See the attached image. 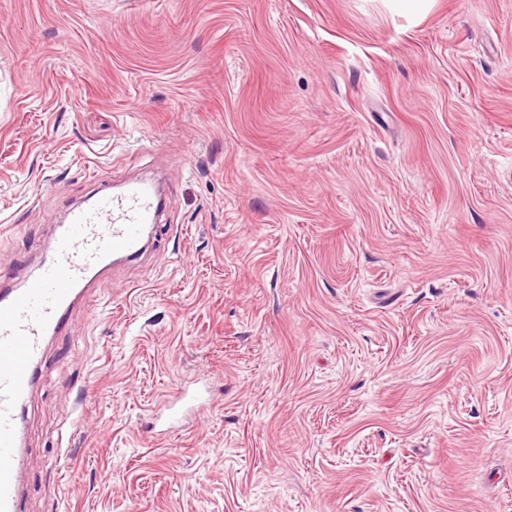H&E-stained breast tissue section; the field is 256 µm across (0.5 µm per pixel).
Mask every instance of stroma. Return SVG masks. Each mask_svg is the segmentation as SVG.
Instances as JSON below:
<instances>
[{"mask_svg": "<svg viewBox=\"0 0 512 512\" xmlns=\"http://www.w3.org/2000/svg\"><path fill=\"white\" fill-rule=\"evenodd\" d=\"M143 175L173 230L48 338L24 512H512V0H0V276Z\"/></svg>", "mask_w": 512, "mask_h": 512, "instance_id": "1", "label": "stroma"}]
</instances>
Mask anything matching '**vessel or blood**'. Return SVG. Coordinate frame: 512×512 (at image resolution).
<instances>
[{
    "instance_id": "b4317fda",
    "label": "vessel or blood",
    "mask_w": 512,
    "mask_h": 512,
    "mask_svg": "<svg viewBox=\"0 0 512 512\" xmlns=\"http://www.w3.org/2000/svg\"><path fill=\"white\" fill-rule=\"evenodd\" d=\"M155 184L130 180L98 192L56 224L50 253L17 286L0 288V512H21V412L48 337L66 331L74 301L101 287L113 262L154 240Z\"/></svg>"
}]
</instances>
